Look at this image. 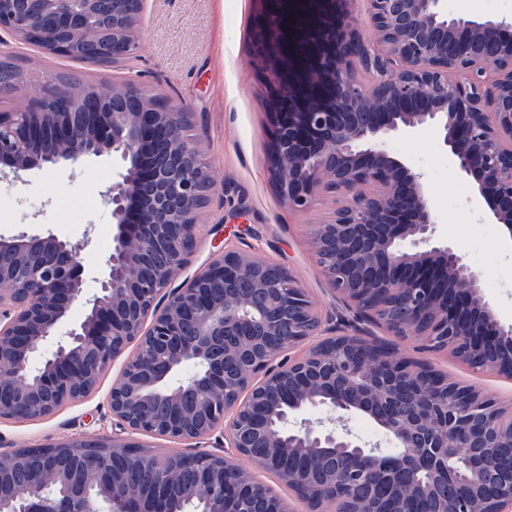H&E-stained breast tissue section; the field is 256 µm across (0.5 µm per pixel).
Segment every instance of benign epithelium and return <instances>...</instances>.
<instances>
[{"label":"benign epithelium","instance_id":"1","mask_svg":"<svg viewBox=\"0 0 512 512\" xmlns=\"http://www.w3.org/2000/svg\"><path fill=\"white\" fill-rule=\"evenodd\" d=\"M373 38L336 15V0H275L262 19L269 79L288 100V121L272 132L270 176L289 209L323 197L340 200L317 225L314 256L334 295L358 320L397 328L364 303L387 291L406 300L411 327L431 314L473 364L512 377V326L494 315L483 275L462 249L441 239L423 174L386 149L387 138L435 132L457 171L474 178L496 223L512 239V19L451 15L444 0H361ZM145 0H0V32L31 38L56 55L102 66L139 58L137 23ZM305 15V24L288 18ZM112 28L102 40L95 27ZM488 43L499 57L482 53ZM372 73L370 87L357 71ZM43 96L0 113V173L76 165L103 154L118 158V180L105 193L112 207V250L91 297L82 288L80 252L49 234L0 238V419L32 420L85 397L112 362L125 357L110 391L112 420L129 436L191 442L151 489H135L115 466L119 457L150 456L128 440L94 438L44 450L40 467L0 481V512H263L268 486L241 468L250 457L276 471L291 452L331 450L336 482L401 479L418 489L457 474L489 491L486 512H512V482L489 480L494 461L460 470L448 449L508 440L492 420L505 406L476 392L462 406L421 360L390 350L377 362L358 333L340 331L278 262L218 251L193 277L174 285L203 231L202 196L217 182L186 125L194 113L132 84L100 88L46 78ZM85 312L70 320L72 306ZM135 343L134 351L126 353ZM308 350L291 359L287 352ZM193 366L187 375L182 370ZM428 373L418 386L410 373ZM262 375L252 385L256 375ZM366 387L359 402L336 387ZM311 408L333 417L290 418ZM371 419L400 451L383 454L358 442L343 414ZM233 453L224 454L223 444ZM308 512H321L313 484L282 472Z\"/></svg>","mask_w":512,"mask_h":512}]
</instances>
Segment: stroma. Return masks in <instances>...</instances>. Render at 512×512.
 <instances>
[{
  "label": "stroma",
  "instance_id": "35a3bbf8",
  "mask_svg": "<svg viewBox=\"0 0 512 512\" xmlns=\"http://www.w3.org/2000/svg\"><path fill=\"white\" fill-rule=\"evenodd\" d=\"M264 0H146L138 60L105 67L44 52L7 38L0 54L18 56L27 85L0 92V112L24 107L37 97L39 82L66 73L71 82L101 85L132 82L166 96L195 114L191 130L215 171L219 186L199 214L206 224L184 270L192 276L212 254L225 249L253 253L281 263L323 309L343 312L334 300L309 248L315 225L327 223L337 207L334 199L296 213L277 197L269 180L270 147L275 116L271 102L278 90L257 64L255 30L264 15ZM387 150L429 175L432 207L442 238L460 245L468 263L483 274V292L503 324H512V241L502 226L480 219L477 186L461 176L448 159L442 141L432 133L402 134L386 142ZM111 156L92 157L76 167L56 166L0 178V236L53 233L81 244L87 272L86 295L97 288L100 265L112 248L111 208L104 195L113 181ZM370 341L390 344L432 368L488 394L512 399V378L493 371L477 373L445 351H426L421 340L399 338L365 322ZM122 368L112 363L87 398L64 404L45 417L16 422L0 420V453L22 448L105 439L117 429L107 409V396Z\"/></svg>",
  "mask_w": 512,
  "mask_h": 512
}]
</instances>
